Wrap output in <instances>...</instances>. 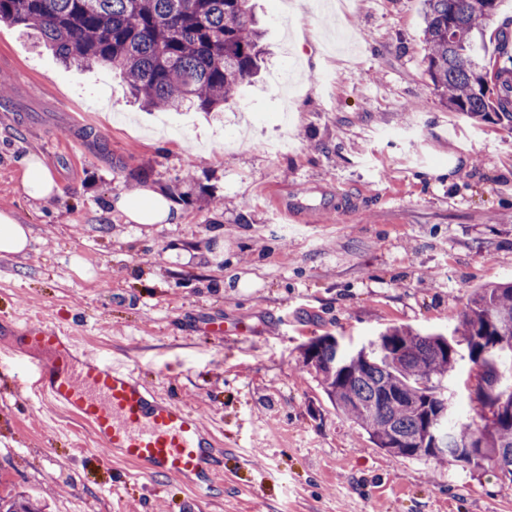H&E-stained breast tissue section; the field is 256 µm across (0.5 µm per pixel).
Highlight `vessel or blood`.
<instances>
[{
  "label": "vessel or blood",
  "instance_id": "obj_1",
  "mask_svg": "<svg viewBox=\"0 0 512 512\" xmlns=\"http://www.w3.org/2000/svg\"><path fill=\"white\" fill-rule=\"evenodd\" d=\"M6 329L30 358L31 376L13 386L16 396L35 391L76 416L101 451L133 464L142 480L205 489L215 484L221 467L214 438L175 398L158 395L128 364L79 351L53 322H10Z\"/></svg>",
  "mask_w": 512,
  "mask_h": 512
}]
</instances>
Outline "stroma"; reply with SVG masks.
<instances>
[{"label": "stroma", "mask_w": 512, "mask_h": 512, "mask_svg": "<svg viewBox=\"0 0 512 512\" xmlns=\"http://www.w3.org/2000/svg\"><path fill=\"white\" fill-rule=\"evenodd\" d=\"M251 3L263 70L212 113L142 108L118 73L62 65L0 24V210L31 230L23 254H0V315L50 317L197 411L224 449L198 512H512L494 472L376 448L300 358L326 334L348 351L392 326L452 335L475 288L512 281V124L441 102L422 0H354L333 51L322 13ZM287 109L292 145L270 153ZM30 153L51 199L23 190ZM140 188L177 223L112 211ZM473 368L460 350L441 382L462 420L481 412ZM7 494L45 512H181L191 491L100 462L73 415L0 391ZM20 163L23 169V189L30 198L43 200L60 192L52 174L38 155L30 153Z\"/></svg>", "instance_id": "stroma-1"}]
</instances>
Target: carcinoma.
Masks as SVG:
<instances>
[{"instance_id": "1", "label": "carcinoma", "mask_w": 512, "mask_h": 512, "mask_svg": "<svg viewBox=\"0 0 512 512\" xmlns=\"http://www.w3.org/2000/svg\"><path fill=\"white\" fill-rule=\"evenodd\" d=\"M426 71L452 112L512 122L509 65H483V24L499 0H423ZM0 23L33 31L64 64L119 71L141 104L177 110L190 104L219 112L234 89L254 76L262 32L250 0H0ZM456 337L390 327L392 348L377 355L345 351L334 336L302 347V369L315 374L330 403L387 453L431 458L472 470L492 469L512 490V413L493 412L512 383L503 382L496 337L512 336V282L475 290L455 328ZM465 343L476 367L474 424L452 419L443 378ZM446 414L439 442L416 439L430 418ZM0 512H40L28 498L0 499Z\"/></svg>"}]
</instances>
